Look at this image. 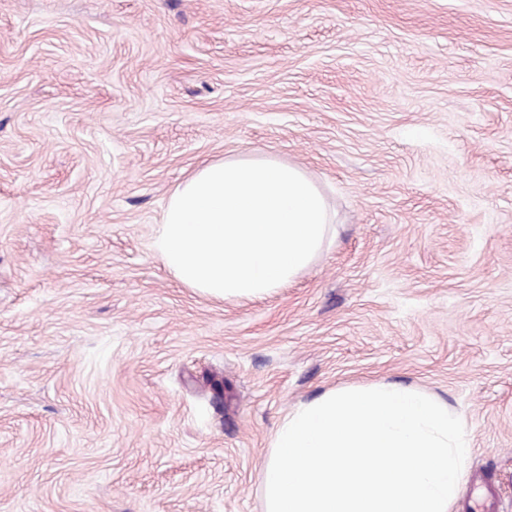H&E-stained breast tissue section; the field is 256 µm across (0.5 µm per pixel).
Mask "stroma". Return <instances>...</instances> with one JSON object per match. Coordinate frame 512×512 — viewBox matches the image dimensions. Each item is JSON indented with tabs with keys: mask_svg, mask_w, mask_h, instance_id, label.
<instances>
[{
	"mask_svg": "<svg viewBox=\"0 0 512 512\" xmlns=\"http://www.w3.org/2000/svg\"><path fill=\"white\" fill-rule=\"evenodd\" d=\"M263 155L322 250L186 287L169 194ZM370 384L463 420L451 512H512V0H0V512H264L288 412Z\"/></svg>",
	"mask_w": 512,
	"mask_h": 512,
	"instance_id": "obj_1",
	"label": "stroma"
}]
</instances>
